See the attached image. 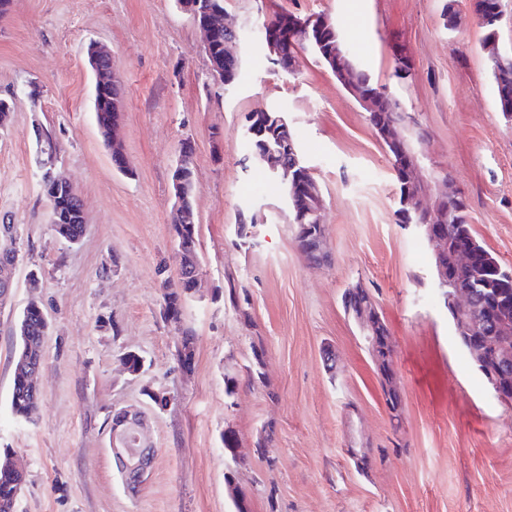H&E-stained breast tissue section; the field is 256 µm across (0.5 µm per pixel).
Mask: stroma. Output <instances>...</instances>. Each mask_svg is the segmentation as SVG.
<instances>
[{
	"label": "stroma",
	"instance_id": "35a3bbf8",
	"mask_svg": "<svg viewBox=\"0 0 512 512\" xmlns=\"http://www.w3.org/2000/svg\"><path fill=\"white\" fill-rule=\"evenodd\" d=\"M444 3L224 0L241 61L227 87L210 76L201 34L176 0H13L0 19V97L13 101L0 127V220L16 224L20 252L12 305L0 311V448L24 469L16 512H234L229 472L250 512H512V407L459 345L425 239L396 221L391 156L329 68L304 52L287 74L258 39L276 13L330 18L410 116L403 135L419 155L427 203L463 192L477 238L512 268V121L499 110L469 0H458L452 30ZM92 41L111 49L125 90V173L96 122ZM400 56L409 64L401 78ZM268 109L287 118L321 188L327 263L299 252L281 188L245 160V116ZM38 127L56 141V169L84 206L75 244L50 222ZM186 143L196 162L199 286L174 326L162 316L161 283L178 269L171 174ZM243 215L256 219L246 247L235 234ZM232 282L249 291L247 313L228 300ZM357 285L395 346L397 425L365 331L342 306ZM33 300L50 327L41 408L27 422L10 398L14 324ZM186 331L195 338L188 369L177 359ZM258 338L261 381L247 370ZM128 351L142 357L140 374L126 370ZM126 408L145 412L154 450L134 494L111 449L112 414ZM268 428L273 438L258 448ZM227 431L238 441L234 460L221 441ZM381 448L391 451L385 463L356 470L352 451Z\"/></svg>",
	"mask_w": 512,
	"mask_h": 512
}]
</instances>
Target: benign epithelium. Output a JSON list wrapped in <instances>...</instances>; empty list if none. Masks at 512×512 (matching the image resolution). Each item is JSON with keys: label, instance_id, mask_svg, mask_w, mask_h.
<instances>
[{"label": "benign epithelium", "instance_id": "7a95c632", "mask_svg": "<svg viewBox=\"0 0 512 512\" xmlns=\"http://www.w3.org/2000/svg\"><path fill=\"white\" fill-rule=\"evenodd\" d=\"M179 7L190 15L194 24L202 31L203 52L208 59L210 74L222 83L224 69L238 60L233 47L235 39L224 40V54H212V45L221 33L235 34V30L224 23V14L213 8L208 0H178ZM470 8L474 16L489 24L498 26L503 19L501 0H470ZM333 26V21L317 20L315 18L294 17L288 21V28L279 35L270 32L267 37V48L274 57L275 63L283 70L292 72L296 68L298 53L297 44L305 41L310 29L321 30ZM87 62L92 66L96 82L105 83L114 78L112 53L92 43L88 49ZM125 100L112 99V112L108 122L102 126V134L110 141L112 163L121 171H126L123 147L117 138ZM381 135L397 151L402 171L410 186L411 193L405 196L403 206L407 223L421 232L426 238L435 265L434 285L443 304L451 313L455 333L473 337L468 345V353L479 370H484V363L497 356L498 349L485 343L484 336H504L507 328L499 323H489L475 315L474 292L484 287V282L472 278L471 283L459 288L455 279L461 273L469 272L475 265L474 252L464 246L456 248L453 262H448V225L453 223L455 211L453 205L463 199L459 192H452L439 197L434 205L423 203L427 196V187L419 174V157L417 152L406 148L405 139L400 128L392 124L385 125ZM193 164L191 146H182L179 157L172 170V198L177 210V227H191L192 216L187 207L188 192L184 188L183 172ZM288 196L293 200L295 210L304 216L311 217V223L322 224V197L317 182L309 179L304 182L293 181L288 190ZM178 269L190 273L191 289L197 288V256L184 250L176 249ZM16 263H6L0 267V311L10 303L12 294L11 271ZM369 335H376L375 328L379 320L377 309L373 305H363L354 314ZM487 382L496 398L502 402L512 400V370L491 368L486 373ZM145 413L140 410H120L112 415V457L121 474L124 486L130 492L137 491L144 483L153 460V450L143 438Z\"/></svg>", "mask_w": 512, "mask_h": 512}]
</instances>
